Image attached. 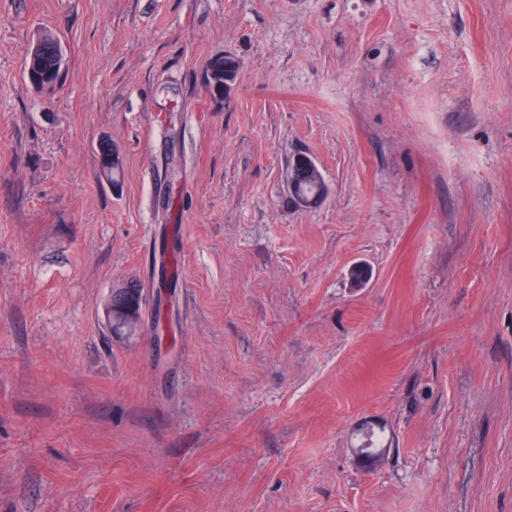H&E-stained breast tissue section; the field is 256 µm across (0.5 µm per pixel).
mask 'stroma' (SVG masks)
<instances>
[{
    "instance_id": "35a3bbf8",
    "label": "stroma",
    "mask_w": 512,
    "mask_h": 512,
    "mask_svg": "<svg viewBox=\"0 0 512 512\" xmlns=\"http://www.w3.org/2000/svg\"><path fill=\"white\" fill-rule=\"evenodd\" d=\"M0 512H512V0H0ZM48 42L49 41H43L39 39L38 41H36L31 51L29 52L28 57L26 59L27 69L25 64V70L29 76H31V68L33 61L37 59L39 53L43 51L44 45ZM52 45L57 55V59L60 62L61 69L63 70L65 63L62 44L57 38H55ZM55 53L53 52V50H51L46 55L39 56L37 69L33 68L34 73L38 75L43 82H56L58 79L60 81L62 78L63 74H60L57 68ZM215 69L210 81L215 84H224V97H227L237 85L241 63L236 56L225 53L224 59L216 61ZM114 154L117 156V162ZM100 172L103 177L113 186L120 182V163L116 150L112 147V141L104 140L98 147ZM307 168L309 170H314L317 173V169L319 167L314 162V160L306 154H297L293 157L292 163L290 165V172L288 176V190L292 197L295 198V202L302 208H314L319 205L328 195V186L324 180V178L318 176V182L314 178L303 179L298 182L297 185V194L301 196H310L312 195L316 188L317 192L310 196L309 198H303L295 195L296 190V177L299 168ZM320 170V169H319ZM318 183V187H317ZM131 289V298H129V294L127 290H123V288L113 289L109 296L107 305H106V319L109 329H112L113 336H132L135 335L129 334L125 331L123 326L115 324L112 326V319L115 323L119 322L121 324L126 325L127 328L135 329L138 326L139 318L141 317L142 310V302H143V289L137 283H127L124 286ZM131 299H135L137 301L138 311L135 312V306Z\"/></svg>"
}]
</instances>
